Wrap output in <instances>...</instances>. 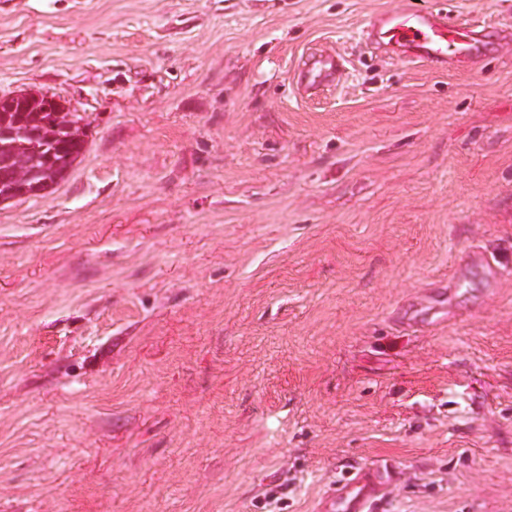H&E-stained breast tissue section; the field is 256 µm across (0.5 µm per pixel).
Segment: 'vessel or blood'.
Wrapping results in <instances>:
<instances>
[{
	"label": "vessel or blood",
	"mask_w": 512,
	"mask_h": 512,
	"mask_svg": "<svg viewBox=\"0 0 512 512\" xmlns=\"http://www.w3.org/2000/svg\"><path fill=\"white\" fill-rule=\"evenodd\" d=\"M362 35L368 46L388 58L423 62L448 68L482 55L493 33L487 28L453 24L447 12L430 6L429 0H405L403 7L376 13L366 21ZM335 70L333 58H314L303 77L308 85L324 83ZM369 476L353 474L344 479L331 504L339 512H375L376 501L368 493Z\"/></svg>",
	"instance_id": "1"
}]
</instances>
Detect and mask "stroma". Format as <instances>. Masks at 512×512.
<instances>
[{
  "label": "stroma",
  "mask_w": 512,
  "mask_h": 512,
  "mask_svg": "<svg viewBox=\"0 0 512 512\" xmlns=\"http://www.w3.org/2000/svg\"><path fill=\"white\" fill-rule=\"evenodd\" d=\"M403 3L0 0V98L90 123L0 202V512H512V41L374 53ZM335 67L333 58L320 55L317 58H313V61L305 70L303 78L310 86L322 84L332 77ZM371 478L367 475L355 473L341 482V487L334 489L331 496V506L341 512H373L377 510V503L368 493L367 487ZM337 492V494H335Z\"/></svg>",
  "instance_id": "1"
}]
</instances>
